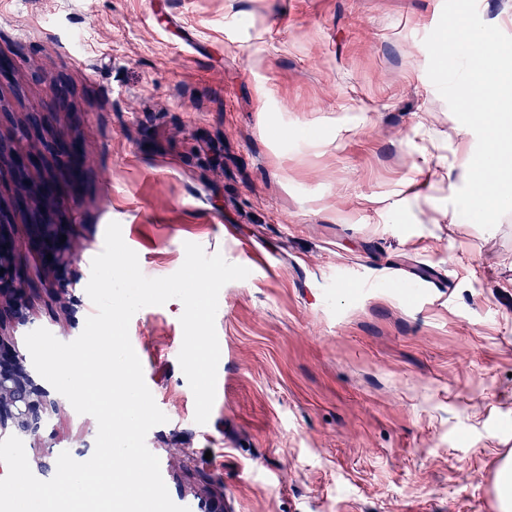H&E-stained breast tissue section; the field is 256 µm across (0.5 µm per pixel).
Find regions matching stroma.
I'll return each instance as SVG.
<instances>
[{
	"label": "stroma",
	"mask_w": 512,
	"mask_h": 512,
	"mask_svg": "<svg viewBox=\"0 0 512 512\" xmlns=\"http://www.w3.org/2000/svg\"><path fill=\"white\" fill-rule=\"evenodd\" d=\"M444 0H0L22 43L0 104L78 92L81 194L68 290L29 292L8 330L75 340L91 262L121 225L149 278L184 245L249 269L220 291L206 424L178 354L183 304L140 309L131 344L166 414L146 445L191 512H499L512 455V213L450 204L477 138L427 75ZM98 425L63 402L31 470ZM496 494L501 512H510L512 509V459L501 465L496 482Z\"/></svg>",
	"instance_id": "1"
}]
</instances>
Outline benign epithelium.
I'll list each match as a JSON object with an SVG mask.
<instances>
[{"mask_svg": "<svg viewBox=\"0 0 512 512\" xmlns=\"http://www.w3.org/2000/svg\"><path fill=\"white\" fill-rule=\"evenodd\" d=\"M71 95L72 88L64 79L47 82L46 103H65ZM34 135L42 144L37 152L22 143L0 148V195L13 202L9 210L0 211V430L9 427L13 433L28 437L39 435L45 415L56 411L57 401L33 384L23 356L4 337L7 324L25 321L26 293L33 284L30 276H22L17 270L20 246L15 228L18 224L26 228L27 243L40 254L43 268L52 273L60 288H67L72 244L68 221L33 223L26 178L42 176V191L51 193L55 183L48 171L60 167L71 175L79 163L77 140L58 133L49 122L34 129ZM63 235L66 241L62 243L59 237ZM48 254L52 255L50 261Z\"/></svg>", "mask_w": 512, "mask_h": 512, "instance_id": "7a95c632", "label": "benign epithelium"}]
</instances>
